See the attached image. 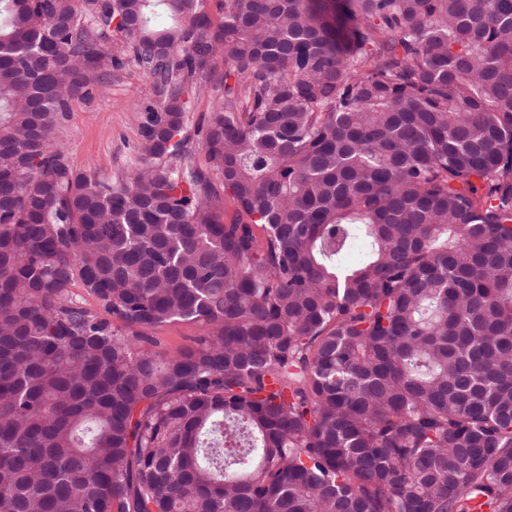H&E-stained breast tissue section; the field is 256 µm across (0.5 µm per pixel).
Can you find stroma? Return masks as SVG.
Segmentation results:
<instances>
[{
	"label": "stroma",
	"mask_w": 512,
	"mask_h": 512,
	"mask_svg": "<svg viewBox=\"0 0 512 512\" xmlns=\"http://www.w3.org/2000/svg\"><path fill=\"white\" fill-rule=\"evenodd\" d=\"M109 47L116 65L106 80L91 79L88 95L74 99L57 133L74 167L100 180L134 170L141 112L153 102L149 66L133 61L120 34H113Z\"/></svg>",
	"instance_id": "obj_1"
}]
</instances>
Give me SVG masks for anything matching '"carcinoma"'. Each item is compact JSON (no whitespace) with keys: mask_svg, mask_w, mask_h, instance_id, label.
I'll return each mask as SVG.
<instances>
[{"mask_svg":"<svg viewBox=\"0 0 512 512\" xmlns=\"http://www.w3.org/2000/svg\"><path fill=\"white\" fill-rule=\"evenodd\" d=\"M204 2L0 0V512H512V0ZM108 45L119 64L104 82L91 79L90 94L74 99L57 133L74 167L100 180L134 170L142 140L141 112L145 105H156L149 66L133 61L120 34L112 33ZM226 69L227 67L224 65V60L218 57L210 80L206 83L201 92L193 96L191 112H188L189 122L192 123V125L202 123L213 102L223 97L224 71ZM201 329L198 325L188 322H176L158 327L150 335L157 341L161 350L175 351L191 346L193 339Z\"/></svg>","mask_w":512,"mask_h":512,"instance_id":"carcinoma-1","label":"carcinoma"}]
</instances>
